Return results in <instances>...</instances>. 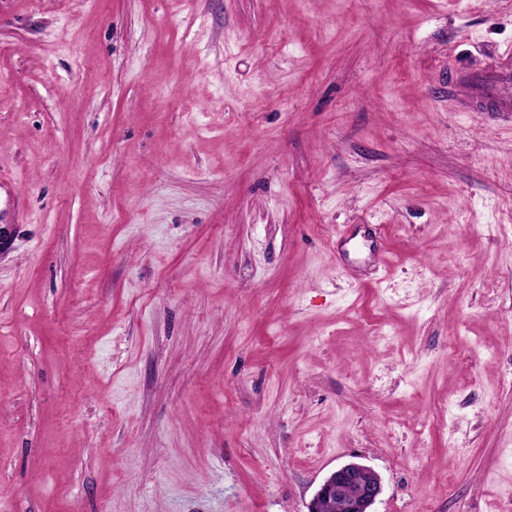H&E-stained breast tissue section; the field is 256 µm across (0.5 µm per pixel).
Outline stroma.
I'll list each match as a JSON object with an SVG mask.
<instances>
[{
  "label": "stroma",
  "instance_id": "1",
  "mask_svg": "<svg viewBox=\"0 0 512 512\" xmlns=\"http://www.w3.org/2000/svg\"><path fill=\"white\" fill-rule=\"evenodd\" d=\"M512 0H0V512L512 503ZM502 60L478 70H450L448 83L463 99L455 107L465 112H512V50L502 54ZM382 492L379 476L365 465L350 462L336 467L321 482L309 505L308 512H374L372 506Z\"/></svg>",
  "mask_w": 512,
  "mask_h": 512
}]
</instances>
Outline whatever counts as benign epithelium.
Here are the masks:
<instances>
[{"mask_svg":"<svg viewBox=\"0 0 512 512\" xmlns=\"http://www.w3.org/2000/svg\"><path fill=\"white\" fill-rule=\"evenodd\" d=\"M382 492L379 476L365 465L350 462L336 467L321 482L308 512H322V507L338 501L348 512H373L372 506Z\"/></svg>","mask_w":512,"mask_h":512,"instance_id":"1","label":"benign epithelium"}]
</instances>
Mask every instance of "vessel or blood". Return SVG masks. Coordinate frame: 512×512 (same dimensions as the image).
Listing matches in <instances>:
<instances>
[{
  "label": "vessel or blood",
  "instance_id": "obj_1",
  "mask_svg": "<svg viewBox=\"0 0 512 512\" xmlns=\"http://www.w3.org/2000/svg\"><path fill=\"white\" fill-rule=\"evenodd\" d=\"M448 82L463 92L457 105L467 112H512V50L478 70L450 71Z\"/></svg>",
  "mask_w": 512,
  "mask_h": 512
}]
</instances>
